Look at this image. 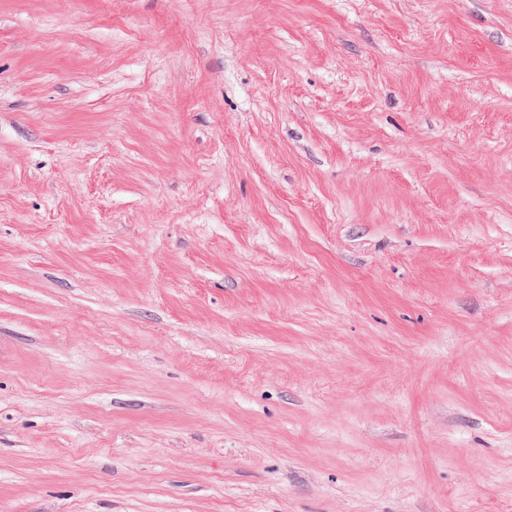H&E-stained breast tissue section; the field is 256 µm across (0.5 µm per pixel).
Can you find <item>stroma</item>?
Returning <instances> with one entry per match:
<instances>
[{
  "instance_id": "1",
  "label": "stroma",
  "mask_w": 512,
  "mask_h": 512,
  "mask_svg": "<svg viewBox=\"0 0 512 512\" xmlns=\"http://www.w3.org/2000/svg\"><path fill=\"white\" fill-rule=\"evenodd\" d=\"M0 512H512V0H0Z\"/></svg>"
}]
</instances>
